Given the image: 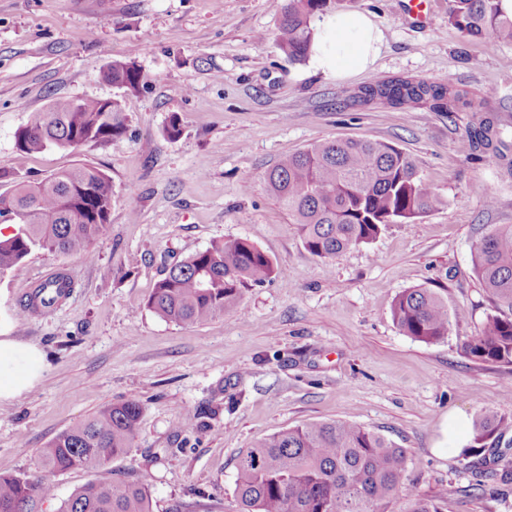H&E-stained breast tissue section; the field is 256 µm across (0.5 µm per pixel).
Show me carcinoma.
<instances>
[{"instance_id":"cac0c4a2","label":"carcinoma","mask_w":512,"mask_h":512,"mask_svg":"<svg viewBox=\"0 0 512 512\" xmlns=\"http://www.w3.org/2000/svg\"><path fill=\"white\" fill-rule=\"evenodd\" d=\"M334 0H284L274 34L292 62L311 55L312 20ZM449 22L467 36L512 41V15L501 0H452ZM112 85L136 92L144 75L133 62H112ZM365 104L390 108L422 105L432 112H470V92L451 83L411 77L376 78L359 88ZM128 117L123 98H57L33 113L16 132L18 151L37 153L54 145L76 150L124 136ZM493 117L469 130L472 150L502 153L509 145ZM267 188L299 224L304 247L313 255L334 257L374 240L393 222L420 217L441 200L419 176L414 161L383 141L328 140L280 160L265 175ZM111 179L101 170L75 164L36 183L19 182L0 194V216L12 231L0 237V277L36 250L90 259L93 245L109 229ZM474 272L495 305L483 328L466 339L469 357L512 364V224H496L474 249ZM270 258L243 238L215 241L169 268L157 281L147 307L177 324H202L241 308L243 290L268 281ZM75 288L58 271L35 285L21 300L20 316L42 314L62 304ZM393 319L407 336L434 342L448 335V307L428 288H408L396 298ZM141 407L125 401L102 407L58 434L40 449L32 481L0 474V512H37L54 494L50 476L74 468L103 469L128 453L138 435ZM512 418L492 409L476 420L471 458L485 443H500ZM408 465L405 449L383 435L332 420L289 428L261 440L236 458V491L242 512H383L402 488ZM407 512H445L456 489L437 499L408 491ZM60 512H152L142 478L90 482L77 488Z\"/></svg>"}]
</instances>
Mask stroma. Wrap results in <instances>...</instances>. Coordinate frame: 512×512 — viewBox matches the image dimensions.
I'll use <instances>...</instances> for the list:
<instances>
[{
	"label": "stroma",
	"mask_w": 512,
	"mask_h": 512,
	"mask_svg": "<svg viewBox=\"0 0 512 512\" xmlns=\"http://www.w3.org/2000/svg\"><path fill=\"white\" fill-rule=\"evenodd\" d=\"M281 0H0V166L42 180L76 163L105 172L114 201L95 259L37 251L0 279V323L35 346L42 370L0 401V474L33 475L40 448L100 408L139 402V436L101 470L56 475L39 512H60L83 484L151 475L152 512H242L235 458L304 424L343 420L405 448L404 491L385 512H406V489L458 490L452 512H512V446L486 447L467 468L471 433L448 420L482 410L512 417V364L461 349L493 304L473 271L476 243L512 224V172L472 151L474 112L361 105L371 77L449 81L488 103L512 130V42L470 38L448 21L451 0H429L424 20L405 0H335L368 14L384 35L370 74L338 80L288 61L272 38ZM146 76L127 94L122 138L20 154L15 134L63 97L109 99L112 61ZM181 133L168 138L170 116ZM384 141L408 154L441 199L423 216L387 225L333 258L312 255L298 224L268 191L283 157L325 141ZM495 196L487 204L485 192ZM244 238L276 273L245 289L242 312L199 325L165 321L146 305L171 265L212 242ZM76 287L58 308L20 317L17 303L45 274ZM448 305V334L404 335L392 306L405 289Z\"/></svg>",
	"instance_id": "obj_1"
}]
</instances>
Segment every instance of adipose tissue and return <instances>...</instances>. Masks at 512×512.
<instances>
[{
	"label": "adipose tissue",
	"instance_id": "ef3b65f1",
	"mask_svg": "<svg viewBox=\"0 0 512 512\" xmlns=\"http://www.w3.org/2000/svg\"><path fill=\"white\" fill-rule=\"evenodd\" d=\"M383 35L362 12L322 16L315 24L311 66L338 79L372 70ZM41 371V355L33 346L0 335V400L28 389Z\"/></svg>",
	"mask_w": 512,
	"mask_h": 512
}]
</instances>
